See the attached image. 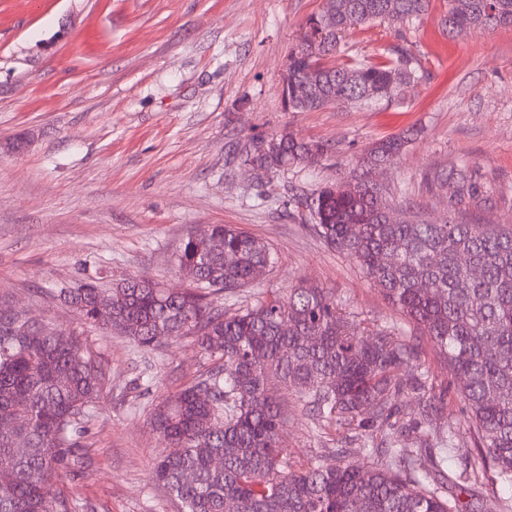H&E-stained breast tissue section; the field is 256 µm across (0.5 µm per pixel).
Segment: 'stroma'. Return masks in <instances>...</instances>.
Listing matches in <instances>:
<instances>
[{"instance_id": "1", "label": "stroma", "mask_w": 512, "mask_h": 512, "mask_svg": "<svg viewBox=\"0 0 512 512\" xmlns=\"http://www.w3.org/2000/svg\"><path fill=\"white\" fill-rule=\"evenodd\" d=\"M322 0H0V301L70 329L110 368L86 424L79 464L54 485L76 512H178L150 468L164 447L150 425L161 398L209 366L192 337L138 348L78 321L48 289L108 271L172 287L185 281L174 254L186 235L233 224L275 251L277 266L224 307L306 281L332 291L347 313L381 328L401 317L346 254L326 248L301 221L292 188L336 182L374 141L412 140L374 180L417 201L414 219L438 222L445 196L425 173L464 159L480 168L479 216L512 224V27L448 32V0L412 23L374 24L349 50L409 49L429 77L404 103L286 112L279 89L289 49ZM285 130L328 142L317 164L256 176L232 161L253 135ZM20 149H13L15 139ZM421 382L407 409L432 390L448 407L432 423L453 425L469 470L471 447L452 377L426 337ZM288 466L338 448L339 434L293 397L284 399Z\"/></svg>"}]
</instances>
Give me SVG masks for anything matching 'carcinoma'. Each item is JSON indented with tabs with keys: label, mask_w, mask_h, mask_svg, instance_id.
<instances>
[{
	"label": "carcinoma",
	"mask_w": 512,
	"mask_h": 512,
	"mask_svg": "<svg viewBox=\"0 0 512 512\" xmlns=\"http://www.w3.org/2000/svg\"><path fill=\"white\" fill-rule=\"evenodd\" d=\"M440 18L450 31L512 26V0H453ZM430 0H323L288 53V84H306L305 99L288 98L286 112L391 101L426 80L411 53L396 47L379 58L350 55L326 64L357 25L404 23L426 14ZM409 137L378 140L357 168L339 181L294 194L301 219L329 248L350 255L367 279L407 322L428 338L458 381V398L477 447L485 449L512 512V224H484L475 210L485 193L480 169L459 160L426 174L445 191L443 222L405 218L411 200H390L370 170L393 163ZM324 141L299 140L283 130L251 137L240 157L272 174L304 168L327 156ZM218 253L188 235L175 266L193 287L171 292L129 275L105 288L102 277L75 288L60 286L52 300L75 310L83 323L117 331L138 346L191 336L213 360L193 383L168 394L150 423L167 451L151 467L180 512H477L481 498L468 485L444 494L448 471L462 458L453 434L426 426L431 405L414 414L419 442L439 439L436 453H412L384 429L406 415L398 399L410 383L402 371L421 365L420 352L394 333L339 308L324 288L300 282L288 295L259 296L233 311L217 296L242 291L271 271L278 257L231 224H214ZM112 294V321L96 315L98 294ZM108 369L70 330L43 336L17 312H0V512H75L51 491L75 464L90 411ZM297 397L336 429L369 439L376 462L358 467L349 449L288 470L281 440L283 407L273 389ZM224 457V467L213 465Z\"/></svg>",
	"instance_id": "carcinoma-1"
}]
</instances>
